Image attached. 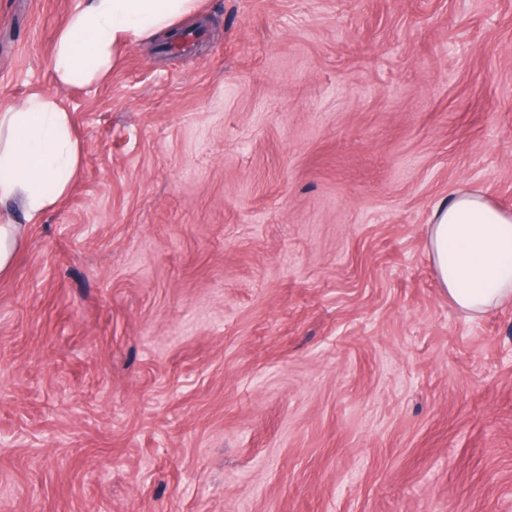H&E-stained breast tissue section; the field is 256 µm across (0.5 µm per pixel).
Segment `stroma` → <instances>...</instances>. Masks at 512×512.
I'll list each match as a JSON object with an SVG mask.
<instances>
[{"mask_svg":"<svg viewBox=\"0 0 512 512\" xmlns=\"http://www.w3.org/2000/svg\"><path fill=\"white\" fill-rule=\"evenodd\" d=\"M78 0H0V111L79 171L0 274V512H512V302L426 248L512 212V0H203L57 83ZM433 218L427 249L439 284L455 306L479 317L512 301V214L460 190L435 209Z\"/></svg>","mask_w":512,"mask_h":512,"instance_id":"1","label":"stroma"}]
</instances>
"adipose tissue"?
I'll list each match as a JSON object with an SVG mask.
<instances>
[{"instance_id": "1", "label": "adipose tissue", "mask_w": 512, "mask_h": 512, "mask_svg": "<svg viewBox=\"0 0 512 512\" xmlns=\"http://www.w3.org/2000/svg\"><path fill=\"white\" fill-rule=\"evenodd\" d=\"M201 0H81L59 33L51 60L57 81L81 85L106 77L122 48L171 33ZM0 204L35 224L68 192L80 149L68 112L37 96L0 113ZM427 249L441 288L462 312L478 317L512 301V213L460 190L434 211Z\"/></svg>"}]
</instances>
